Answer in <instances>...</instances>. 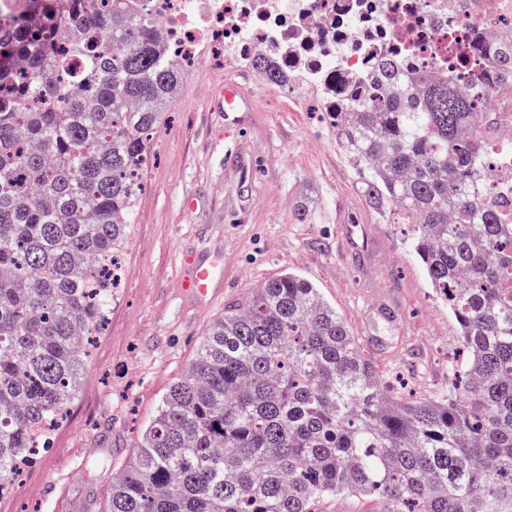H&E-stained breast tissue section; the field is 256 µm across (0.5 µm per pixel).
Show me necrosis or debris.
<instances>
[{"mask_svg":"<svg viewBox=\"0 0 512 512\" xmlns=\"http://www.w3.org/2000/svg\"><path fill=\"white\" fill-rule=\"evenodd\" d=\"M176 60L203 58L224 43V68L263 56L288 73V89L326 112L358 97L377 52L388 51L403 75L447 68L452 57L479 48L480 66L512 40V0H151ZM490 156L475 191L504 202L512 224V82L496 86L477 122Z\"/></svg>","mask_w":512,"mask_h":512,"instance_id":"necrosis-or-debris-1","label":"necrosis or debris"}]
</instances>
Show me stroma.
<instances>
[{
    "label": "stroma",
    "instance_id": "obj_1",
    "mask_svg": "<svg viewBox=\"0 0 512 512\" xmlns=\"http://www.w3.org/2000/svg\"><path fill=\"white\" fill-rule=\"evenodd\" d=\"M216 64L192 65L150 143L124 244L120 288L83 369L66 421L0 495V512H103L142 428L195 358L214 319L245 307L265 281L309 279L361 341L393 343L375 361L385 388L421 397L452 390L462 364L456 326L436 301L410 228L372 211L327 113L252 69L232 78L252 104L226 134ZM257 159L243 174L235 155ZM223 254L224 290L207 305L182 291L187 257Z\"/></svg>",
    "mask_w": 512,
    "mask_h": 512
}]
</instances>
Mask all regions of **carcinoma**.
<instances>
[{"label": "carcinoma", "instance_id": "1", "mask_svg": "<svg viewBox=\"0 0 512 512\" xmlns=\"http://www.w3.org/2000/svg\"><path fill=\"white\" fill-rule=\"evenodd\" d=\"M146 2L29 0L39 26L0 24V494L77 395L149 142L181 87ZM250 67L288 84L262 57ZM505 78L512 49L464 68L466 92L386 61L352 111L330 113L369 207L413 225L469 353L463 389L394 398L336 308L283 273L213 321L106 512H312L344 494L390 512H512V224L475 206L489 162L468 127Z\"/></svg>", "mask_w": 512, "mask_h": 512}]
</instances>
